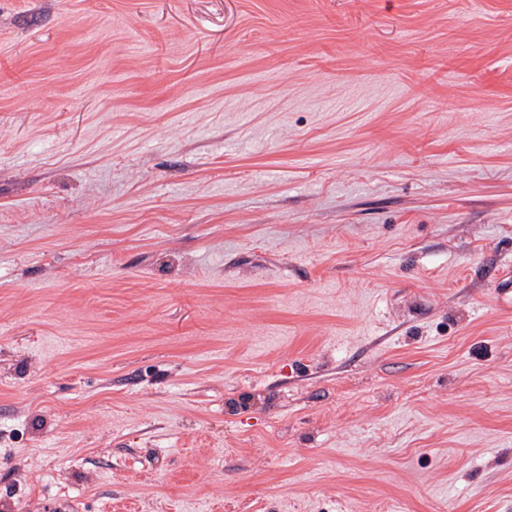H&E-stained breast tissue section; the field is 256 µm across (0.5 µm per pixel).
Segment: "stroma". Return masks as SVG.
Masks as SVG:
<instances>
[{"mask_svg":"<svg viewBox=\"0 0 512 512\" xmlns=\"http://www.w3.org/2000/svg\"><path fill=\"white\" fill-rule=\"evenodd\" d=\"M512 0H0V512H512Z\"/></svg>","mask_w":512,"mask_h":512,"instance_id":"1","label":"stroma"}]
</instances>
